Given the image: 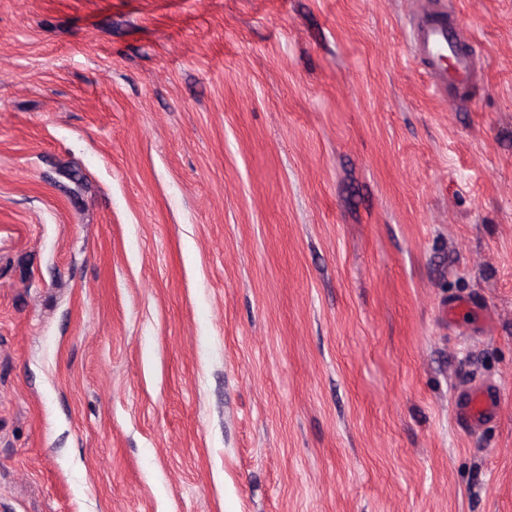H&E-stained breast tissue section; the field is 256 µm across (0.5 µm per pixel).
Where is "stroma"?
Here are the masks:
<instances>
[{
	"instance_id": "35a3bbf8",
	"label": "stroma",
	"mask_w": 512,
	"mask_h": 512,
	"mask_svg": "<svg viewBox=\"0 0 512 512\" xmlns=\"http://www.w3.org/2000/svg\"><path fill=\"white\" fill-rule=\"evenodd\" d=\"M451 2L453 111L408 0H0V512H512V0ZM408 38L412 55L422 64L432 92L450 108L460 107L479 79L471 31L458 24L448 8L426 6L410 18ZM501 409L500 390L481 381H471L458 387L452 399L453 416L457 426L471 432L497 421Z\"/></svg>"
}]
</instances>
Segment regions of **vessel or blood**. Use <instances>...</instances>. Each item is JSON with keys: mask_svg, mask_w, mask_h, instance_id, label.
I'll return each instance as SVG.
<instances>
[{"mask_svg": "<svg viewBox=\"0 0 512 512\" xmlns=\"http://www.w3.org/2000/svg\"><path fill=\"white\" fill-rule=\"evenodd\" d=\"M408 38L412 55L422 64L432 92L450 107L461 106L479 79L471 31L458 24L447 8L427 6L410 18ZM501 409L500 390L481 381L458 387L452 399L457 426L471 432L497 421Z\"/></svg>", "mask_w": 512, "mask_h": 512, "instance_id": "b4317fda", "label": "vessel or blood"}]
</instances>
